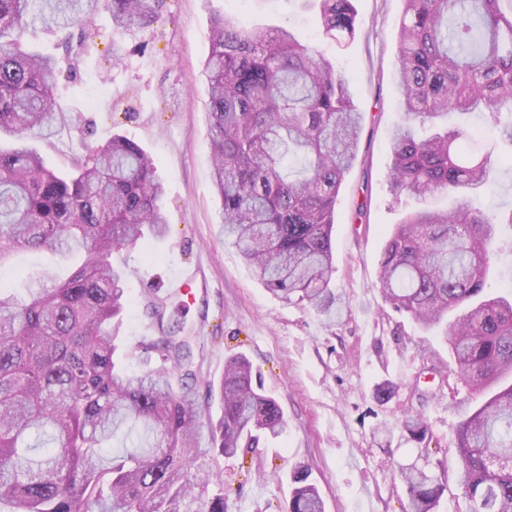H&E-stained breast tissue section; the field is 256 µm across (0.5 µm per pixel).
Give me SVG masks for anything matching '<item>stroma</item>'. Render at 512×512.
I'll return each instance as SVG.
<instances>
[{"label": "stroma", "mask_w": 512, "mask_h": 512, "mask_svg": "<svg viewBox=\"0 0 512 512\" xmlns=\"http://www.w3.org/2000/svg\"><path fill=\"white\" fill-rule=\"evenodd\" d=\"M354 5L358 34L341 48L324 38L306 0H167L150 28L125 36L118 62L106 13L91 33L73 27L67 41L37 27L25 34L42 53L66 62L58 102L71 121L50 140H32L47 166L69 171L81 143L95 145L119 134L147 152L164 184L168 235L113 255L129 271L128 312L117 329L129 368L141 370L139 345L151 334L144 291L168 288L178 270L195 268V303L171 304L167 314L199 336L201 378L219 381L225 360L245 355L266 394L283 409L280 437L221 460L229 512H278L302 466L325 512H406L408 491L398 467L413 447L400 439L397 427L418 413L429 429L430 457L448 482L437 512L464 508L455 428L478 397L454 375L439 376V369L452 365L447 342L394 312L378 286L386 232L413 207L409 197L390 194L387 184L388 133L402 117L394 74L404 0ZM222 13L253 26L295 28L319 43L352 82L363 130L332 229L335 287L345 303L339 322L328 323L268 292L257 270L218 233L220 200L202 69L211 21ZM483 144L497 163L495 181L480 203L492 213L511 212L512 146L488 136ZM358 202L368 205L366 221L351 218ZM385 383L393 392L377 401L375 391Z\"/></svg>", "instance_id": "1"}]
</instances>
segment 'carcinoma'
Returning a JSON list of instances; mask_svg holds the SVG:
<instances>
[{
    "instance_id": "carcinoma-1",
    "label": "carcinoma",
    "mask_w": 512,
    "mask_h": 512,
    "mask_svg": "<svg viewBox=\"0 0 512 512\" xmlns=\"http://www.w3.org/2000/svg\"><path fill=\"white\" fill-rule=\"evenodd\" d=\"M315 2L326 39L356 37L353 0ZM404 3L395 82L405 120L389 133L388 188L416 208L387 234L379 285L395 311L448 341L458 381L488 393L456 430L463 512H512V383L500 386L512 375V297H484L491 261L512 253V241L500 240L502 217L472 203L489 184L492 155L468 148L476 130L448 124L454 112H479L512 145V123L499 121L512 108V0ZM165 5L0 0V135L14 141L0 150V265L26 249L78 257L67 279L49 267L22 299L0 286V504L10 512H228L220 473L196 463L232 458L285 429L280 404L242 356L224 364V415L213 422L196 388L195 337L166 318L174 292L155 289L146 306L155 336L141 353L158 354L159 364L128 370L115 336L128 277L112 254L168 233L164 186L143 148L121 135L85 144L59 175L28 143L67 123L59 61L22 49L28 26L92 27L103 9L118 61L124 35L152 25ZM202 75L219 234L268 291L333 321L331 232L362 131L349 78L296 31L247 27L226 14L212 21ZM441 194L455 204L430 206ZM399 431L417 447L399 466L407 512H435L445 485L428 427L416 415ZM288 512H325L304 467Z\"/></svg>"
}]
</instances>
